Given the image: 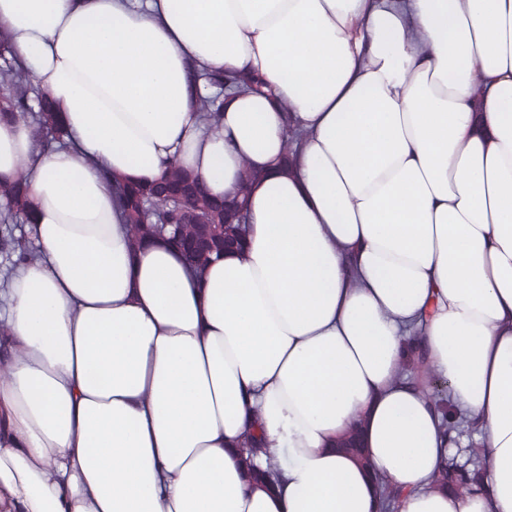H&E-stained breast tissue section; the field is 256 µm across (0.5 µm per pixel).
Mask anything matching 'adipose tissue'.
Listing matches in <instances>:
<instances>
[{
	"label": "adipose tissue",
	"mask_w": 512,
	"mask_h": 512,
	"mask_svg": "<svg viewBox=\"0 0 512 512\" xmlns=\"http://www.w3.org/2000/svg\"><path fill=\"white\" fill-rule=\"evenodd\" d=\"M0 29L63 125L0 123L35 248L0 267V512H383L381 478L396 512H512V0H0ZM192 67L270 92L211 128ZM173 164L218 196L264 170L245 252L130 251L112 185ZM412 343L481 431L473 491L434 482ZM262 456L268 457L270 463V455L268 452V448H266L265 444L259 440H250L246 443V448H243L242 455L240 458V463L242 467L243 477L247 481L256 480L258 477L256 467L254 464L255 459L260 458ZM272 465L271 463L269 464Z\"/></svg>",
	"instance_id": "ef3b65f1"
}]
</instances>
